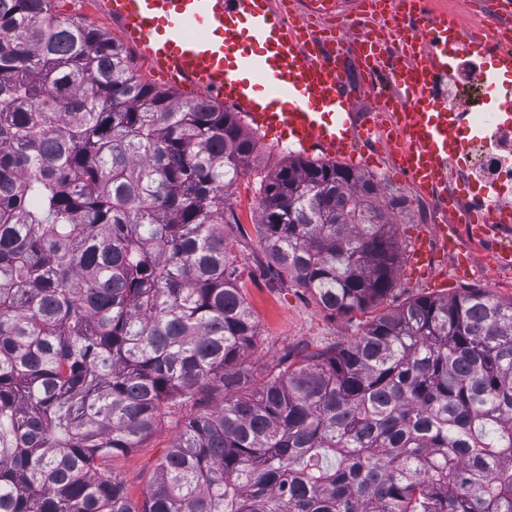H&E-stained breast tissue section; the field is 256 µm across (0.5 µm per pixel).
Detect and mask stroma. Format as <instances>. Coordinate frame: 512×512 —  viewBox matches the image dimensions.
Returning <instances> with one entry per match:
<instances>
[{"instance_id": "35a3bbf8", "label": "stroma", "mask_w": 512, "mask_h": 512, "mask_svg": "<svg viewBox=\"0 0 512 512\" xmlns=\"http://www.w3.org/2000/svg\"><path fill=\"white\" fill-rule=\"evenodd\" d=\"M256 137L257 150L244 166L229 198L240 223L239 230L231 235L232 258L241 271L242 294L258 323V335L245 355L255 368H271L283 361L295 363L328 351L357 336L373 317L415 298L446 297L467 288H482L495 298L512 299V264L501 263L498 256L505 228L496 227L482 238L461 222L456 225L458 253L437 254L434 277L420 279L409 275L405 268H398L395 283L383 299L347 315H329L304 289L270 281L263 273L267 258L256 227L257 179L287 162L298 149L279 143L262 131ZM352 165L372 175L382 188L381 203L393 206L399 254H407L417 235L433 232L438 215L429 214L421 205L416 188L393 166L387 145H379L375 154L358 156ZM460 255L468 260L463 272L457 269L456 258ZM179 425L178 419H169L137 448L108 459V467L123 480L132 499H142L149 492L155 468L174 441Z\"/></svg>"}]
</instances>
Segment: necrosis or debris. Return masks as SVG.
<instances>
[{
	"label": "necrosis or debris",
	"instance_id": "obj_1",
	"mask_svg": "<svg viewBox=\"0 0 512 512\" xmlns=\"http://www.w3.org/2000/svg\"><path fill=\"white\" fill-rule=\"evenodd\" d=\"M476 2L474 36L482 56L474 57L467 43L449 50L454 66L448 75V109L466 119L459 130L461 149L449 154L448 168L469 171L472 177L471 192L453 198L456 210L466 215L490 210L507 220L512 218V123L492 116L489 103L497 91L500 60L512 57V14L504 0Z\"/></svg>",
	"mask_w": 512,
	"mask_h": 512
}]
</instances>
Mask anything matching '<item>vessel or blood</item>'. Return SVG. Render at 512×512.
I'll use <instances>...</instances> for the list:
<instances>
[{
    "mask_svg": "<svg viewBox=\"0 0 512 512\" xmlns=\"http://www.w3.org/2000/svg\"><path fill=\"white\" fill-rule=\"evenodd\" d=\"M398 36L371 40L354 23L345 36L327 37L309 20L336 18V0H95L118 26L124 44L163 82L205 96L243 116L251 126L303 150L350 158L378 134V115L397 111L388 137L398 166L413 185L433 193L448 211V144L458 116L439 99L435 84L448 71V31L461 20L436 19L427 0H411ZM389 62L391 93L377 87ZM377 109L360 114V99ZM435 247L415 240L409 265L434 269Z\"/></svg>",
    "mask_w": 512,
    "mask_h": 512,
    "instance_id": "b4317fda",
    "label": "vessel or blood"
}]
</instances>
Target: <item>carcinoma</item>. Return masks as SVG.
<instances>
[{
  "label": "carcinoma",
  "mask_w": 512,
  "mask_h": 512,
  "mask_svg": "<svg viewBox=\"0 0 512 512\" xmlns=\"http://www.w3.org/2000/svg\"><path fill=\"white\" fill-rule=\"evenodd\" d=\"M53 2L0 0V512H512V300L416 298L258 371L226 232L254 135ZM258 192L268 274L334 316L392 289L373 177L290 157ZM217 390L131 500L104 459Z\"/></svg>",
  "instance_id": "carcinoma-1"
}]
</instances>
